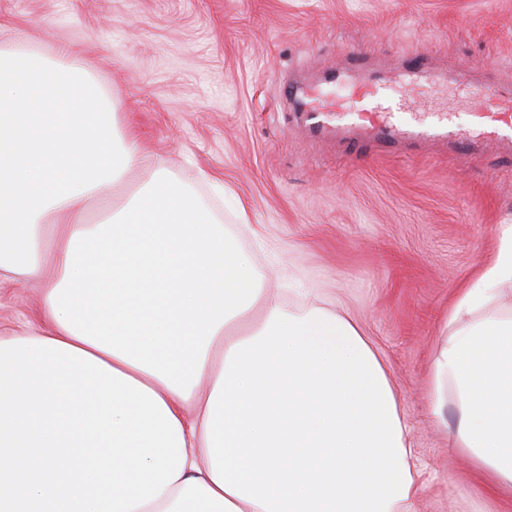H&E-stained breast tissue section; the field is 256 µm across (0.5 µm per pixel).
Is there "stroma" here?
I'll use <instances>...</instances> for the list:
<instances>
[{
    "label": "stroma",
    "instance_id": "stroma-1",
    "mask_svg": "<svg viewBox=\"0 0 512 512\" xmlns=\"http://www.w3.org/2000/svg\"><path fill=\"white\" fill-rule=\"evenodd\" d=\"M0 49L83 71L137 133L142 167L89 203L121 206L154 170L212 205L283 310L349 315L383 363L414 452L417 512H512L451 447L431 414L432 366L458 288L475 283L512 224V149L478 132L457 70L512 89V0H0ZM428 68L401 102L471 142L380 146L307 137L281 93L312 88L372 52L354 80H399L406 53ZM36 281L0 284V324L28 316Z\"/></svg>",
    "mask_w": 512,
    "mask_h": 512
}]
</instances>
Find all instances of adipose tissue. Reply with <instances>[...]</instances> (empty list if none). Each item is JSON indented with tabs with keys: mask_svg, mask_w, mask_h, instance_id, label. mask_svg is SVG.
Here are the masks:
<instances>
[{
	"mask_svg": "<svg viewBox=\"0 0 512 512\" xmlns=\"http://www.w3.org/2000/svg\"><path fill=\"white\" fill-rule=\"evenodd\" d=\"M76 72L0 51V281L58 272L12 339L57 340L153 390L185 465L138 512H416L406 429L350 318L285 312L208 205L164 171L98 223L91 198L140 165ZM512 224L457 297L432 369L455 447L512 493Z\"/></svg>",
	"mask_w": 512,
	"mask_h": 512,
	"instance_id": "1",
	"label": "adipose tissue"
}]
</instances>
